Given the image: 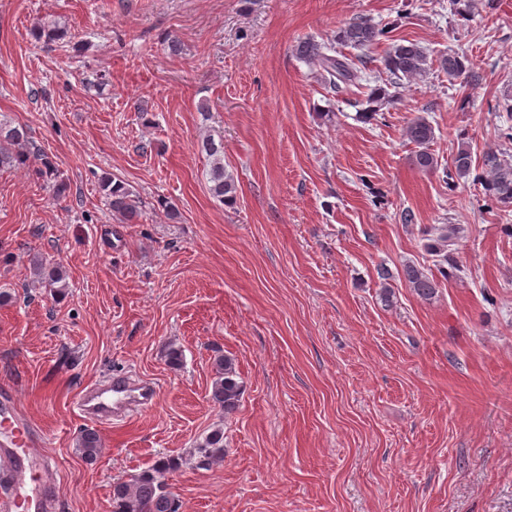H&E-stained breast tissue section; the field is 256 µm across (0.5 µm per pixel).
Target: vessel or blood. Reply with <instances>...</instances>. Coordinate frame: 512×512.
<instances>
[{
    "label": "vessel or blood",
    "instance_id": "1",
    "mask_svg": "<svg viewBox=\"0 0 512 512\" xmlns=\"http://www.w3.org/2000/svg\"><path fill=\"white\" fill-rule=\"evenodd\" d=\"M156 393L150 380L136 381L120 373L84 392L78 408L89 420H119L152 407ZM39 441L20 422L13 389L0 387V512H51L60 474L37 452Z\"/></svg>",
    "mask_w": 512,
    "mask_h": 512
}]
</instances>
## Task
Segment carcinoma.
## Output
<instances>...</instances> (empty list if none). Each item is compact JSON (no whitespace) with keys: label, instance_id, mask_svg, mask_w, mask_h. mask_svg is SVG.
I'll return each instance as SVG.
<instances>
[{"label":"carcinoma","instance_id":"cac0c4a2","mask_svg":"<svg viewBox=\"0 0 512 512\" xmlns=\"http://www.w3.org/2000/svg\"><path fill=\"white\" fill-rule=\"evenodd\" d=\"M385 29L370 20L362 18L352 22L336 33V41L344 47L358 50L356 54H333L335 48L330 43L305 38L295 46V53L305 61L319 67L321 84L328 92L336 93L341 86H354L360 80L361 68L369 59L370 50L379 44ZM387 73V86H378L371 90L367 98L369 106L361 113V118L375 116L379 108L393 102L394 96L388 87H398L401 82L420 79L429 73L433 65H438L451 79L462 76L467 71L466 58L449 52L434 60L429 52L418 43L409 40L394 42L389 45L383 57ZM406 140L416 148L414 164L425 172L437 169L438 160L430 150L434 139L432 125L423 117L410 120L403 130ZM201 151L211 158L209 179L212 182L213 195L222 200L235 191L233 178L224 172V147L207 138L201 142ZM40 157V149L31 140L30 132L23 125H11L0 121V164L24 165ZM471 155L461 149L455 155L453 166L455 175L465 177L471 170ZM485 177L482 179L484 195L491 201L502 204L512 203V157L489 149L483 156ZM112 214L122 224H133L139 217L138 197L119 179L106 180ZM458 238V228L453 224H435L423 232V248L434 256L433 274L416 265H407L403 277L409 288L424 300L432 299L437 293V277L448 278V263L451 246ZM33 265L43 276L49 286H54L64 279L60 267L48 265L40 256L33 257ZM217 376L211 387V400L224 417L229 418L239 407L243 385L238 380V372L233 358L229 356L217 359ZM202 461L209 463L224 458V431L216 429L206 435L197 445ZM78 451L86 461H93L100 453V440L91 430H84L78 439ZM178 468L177 461L160 457L154 465L128 479H118L112 483V512H178L165 475Z\"/></svg>","mask_w":512,"mask_h":512}]
</instances>
